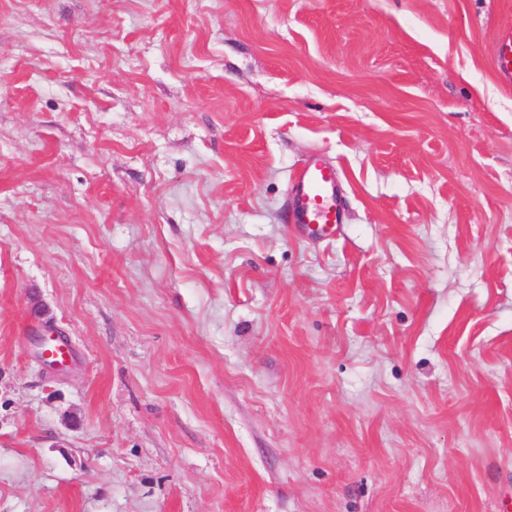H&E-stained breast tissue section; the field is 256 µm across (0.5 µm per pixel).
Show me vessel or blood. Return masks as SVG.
Masks as SVG:
<instances>
[{
  "label": "vessel or blood",
  "mask_w": 512,
  "mask_h": 512,
  "mask_svg": "<svg viewBox=\"0 0 512 512\" xmlns=\"http://www.w3.org/2000/svg\"><path fill=\"white\" fill-rule=\"evenodd\" d=\"M493 65L503 79L512 81V28L497 40ZM286 219L315 235L336 233L343 221V206L333 163L312 155L296 168L291 179Z\"/></svg>",
  "instance_id": "b4317fda"
}]
</instances>
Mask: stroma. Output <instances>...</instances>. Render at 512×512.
Masks as SVG:
<instances>
[{
    "label": "stroma",
    "mask_w": 512,
    "mask_h": 512,
    "mask_svg": "<svg viewBox=\"0 0 512 512\" xmlns=\"http://www.w3.org/2000/svg\"><path fill=\"white\" fill-rule=\"evenodd\" d=\"M511 24L0 0V512H512ZM493 65L499 75L512 81V28L503 32L494 46ZM289 224L306 227L315 235L334 234L343 221L336 166L317 155L296 168L290 188ZM57 339H60L62 342L67 344V340L62 337V333L53 328V325L48 324L46 321L44 325V331L38 336H35L33 343L35 347V355L40 362L53 370H62V368H60L57 363L64 362L70 356V349L66 345L56 344L49 347L48 358L50 361L56 363H48L43 359V354L48 342L50 340L54 341ZM54 367L57 368L54 369Z\"/></svg>",
    "instance_id": "stroma-1"
}]
</instances>
